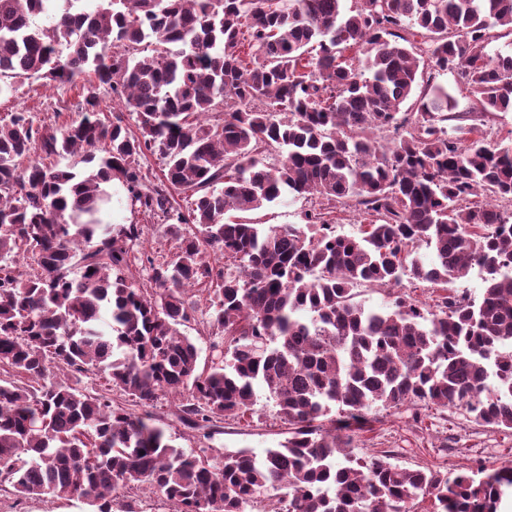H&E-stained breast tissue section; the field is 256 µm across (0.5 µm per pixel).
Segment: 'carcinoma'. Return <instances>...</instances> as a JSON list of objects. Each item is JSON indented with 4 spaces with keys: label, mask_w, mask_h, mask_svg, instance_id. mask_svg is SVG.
Instances as JSON below:
<instances>
[{
    "label": "carcinoma",
    "mask_w": 512,
    "mask_h": 512,
    "mask_svg": "<svg viewBox=\"0 0 512 512\" xmlns=\"http://www.w3.org/2000/svg\"><path fill=\"white\" fill-rule=\"evenodd\" d=\"M343 2L0 0V92L90 77L61 126L0 115L1 491L94 512H139L143 491L175 512H412L424 496L498 512L512 494V460L450 477L349 450L403 406L512 431V143L478 124L512 111V53L489 54L512 0ZM102 86L124 110L100 116ZM76 154L83 173L64 163ZM114 184L164 227L170 259L136 256L138 225L102 222ZM286 194L311 200L304 224L224 222ZM350 205L359 236L332 230ZM474 267L477 302L357 300L364 284L446 288ZM198 313L202 368L182 331ZM260 392L288 438L259 458L177 447L149 412L177 396L176 421L211 440Z\"/></svg>",
    "instance_id": "1"
}]
</instances>
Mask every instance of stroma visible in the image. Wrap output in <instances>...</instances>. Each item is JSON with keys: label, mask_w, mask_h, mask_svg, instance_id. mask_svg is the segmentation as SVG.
I'll return each instance as SVG.
<instances>
[{"label": "stroma", "mask_w": 512, "mask_h": 512, "mask_svg": "<svg viewBox=\"0 0 512 512\" xmlns=\"http://www.w3.org/2000/svg\"><path fill=\"white\" fill-rule=\"evenodd\" d=\"M81 84H47L30 79L14 84L0 94V114L27 112L39 123L68 121L81 107ZM287 426L280 419L273 400L259 396L253 415L224 423L223 434L214 446L231 450L247 448L255 453L276 447L286 437ZM353 454L387 456L405 468L427 467L458 473L475 462L512 459V431L475 425L463 411L422 407L379 412L370 430L356 433Z\"/></svg>", "instance_id": "1"}]
</instances>
